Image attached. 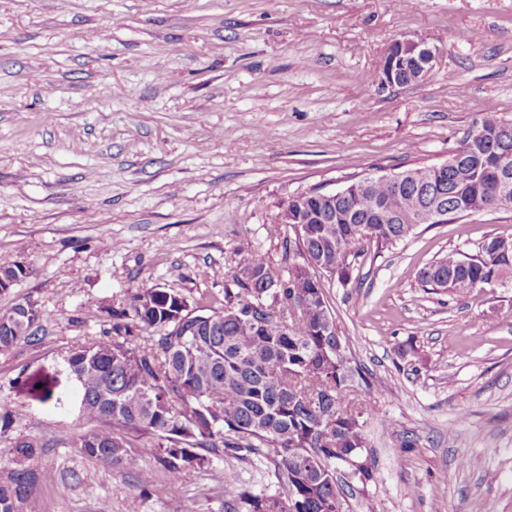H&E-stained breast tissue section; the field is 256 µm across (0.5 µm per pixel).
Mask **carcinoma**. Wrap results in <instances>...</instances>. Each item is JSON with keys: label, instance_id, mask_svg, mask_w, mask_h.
<instances>
[{"label": "carcinoma", "instance_id": "obj_1", "mask_svg": "<svg viewBox=\"0 0 512 512\" xmlns=\"http://www.w3.org/2000/svg\"><path fill=\"white\" fill-rule=\"evenodd\" d=\"M512 123L482 114L454 148L456 164L407 170L399 184L353 183L332 203L316 194L307 205L318 219L293 224L294 257L283 278L259 254L240 269L238 287L224 289V307L199 314L181 294L143 288L112 325L115 337L71 350L63 368L78 382L81 414L97 427L77 437L76 447L105 468L136 472L145 485L155 472L130 437L149 435L164 487L178 492L188 470L212 458L256 460L271 469L284 491H234L225 482L232 512H336L344 488L336 459L366 447L365 418L372 409L343 393L346 341L326 302L317 273L350 282L353 261L365 242L384 248L418 228L404 219L412 200L426 210L443 208L453 218L512 207V182L502 190L498 162L512 167ZM512 274V236L487 239L477 255L450 252L420 272V281L454 295L494 288ZM28 274L22 262L0 264V294ZM39 312L29 302L0 311V351L38 336ZM159 332L146 340L149 331ZM15 390L40 405L65 400L58 371L38 369L18 377ZM41 440L13 445L18 469L0 484V512H23L31 480L25 464L37 459Z\"/></svg>", "mask_w": 512, "mask_h": 512}]
</instances>
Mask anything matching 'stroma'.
<instances>
[{"mask_svg": "<svg viewBox=\"0 0 512 512\" xmlns=\"http://www.w3.org/2000/svg\"><path fill=\"white\" fill-rule=\"evenodd\" d=\"M404 36L436 47L429 76L361 84ZM482 112L512 122V0H0V263L30 270L0 309L31 302L41 324L0 351V482L16 441L44 443L24 512H224L229 476L279 492L232 457L186 472L176 495L142 486L79 452L92 424L76 406L13 383L110 337L140 289L200 310L251 254L286 273L292 230L269 227L290 198L445 161ZM497 235L512 208L365 244L349 284L324 277L347 396L375 410L377 481L348 488L347 512H512V287L419 281Z\"/></svg>", "mask_w": 512, "mask_h": 512, "instance_id": "35a3bbf8", "label": "stroma"}]
</instances>
